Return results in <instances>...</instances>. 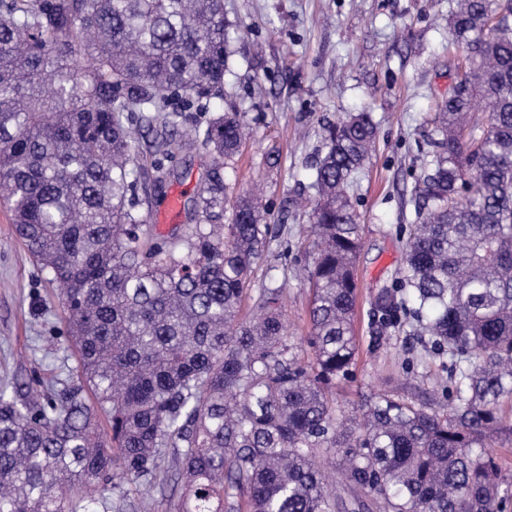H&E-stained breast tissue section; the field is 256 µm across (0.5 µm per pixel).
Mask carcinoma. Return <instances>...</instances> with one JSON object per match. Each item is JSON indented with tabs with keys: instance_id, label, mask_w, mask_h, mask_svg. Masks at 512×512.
<instances>
[{
	"instance_id": "cac0c4a2",
	"label": "carcinoma",
	"mask_w": 512,
	"mask_h": 512,
	"mask_svg": "<svg viewBox=\"0 0 512 512\" xmlns=\"http://www.w3.org/2000/svg\"><path fill=\"white\" fill-rule=\"evenodd\" d=\"M512 4L458 0L450 42L465 93L431 116L400 277L375 303L409 319L451 365L447 403L386 394L345 425L331 386L358 341L355 265L362 225L350 189L376 140L369 112L326 130L314 165L308 260L312 359L288 336L284 286L263 287L247 319L270 225L249 195L224 215L217 181L202 223L154 242L140 223L136 119L177 128L224 96V0H0V199L21 244L59 290L75 373L51 397L0 386V512H118L167 481L178 449L176 512H337L317 459L342 455L345 483L378 512H501L494 453L512 435ZM247 132L238 112L196 126L219 166ZM189 146L171 132L165 161ZM104 414L109 429L98 423Z\"/></svg>"
}]
</instances>
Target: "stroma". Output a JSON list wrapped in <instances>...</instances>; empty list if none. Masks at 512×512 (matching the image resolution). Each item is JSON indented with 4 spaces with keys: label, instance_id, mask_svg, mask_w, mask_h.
Segmentation results:
<instances>
[{
    "label": "stroma",
    "instance_id": "1",
    "mask_svg": "<svg viewBox=\"0 0 512 512\" xmlns=\"http://www.w3.org/2000/svg\"><path fill=\"white\" fill-rule=\"evenodd\" d=\"M455 8L456 0H224L236 38L224 96L210 109L237 110L253 137L218 170L198 145L175 153L163 183H155L151 166L140 173L138 212L160 240L178 226H154L173 187L185 189L179 224L189 223L194 200L213 178L227 193L257 194L275 236L251 287L285 280L287 330L300 338L309 333V290L300 263L284 248L309 223L297 201L311 194L310 163L324 150V126L347 112L373 114L376 145L352 189L364 229L356 266L360 356L353 378L334 389L348 411L375 392L409 400L437 393L447 376V358L414 322L381 328L373 308L404 265L429 116L447 100L454 78L448 19ZM62 317L56 288L15 238L11 214L0 205V385L55 392L56 380L76 366Z\"/></svg>",
    "mask_w": 512,
    "mask_h": 512
}]
</instances>
